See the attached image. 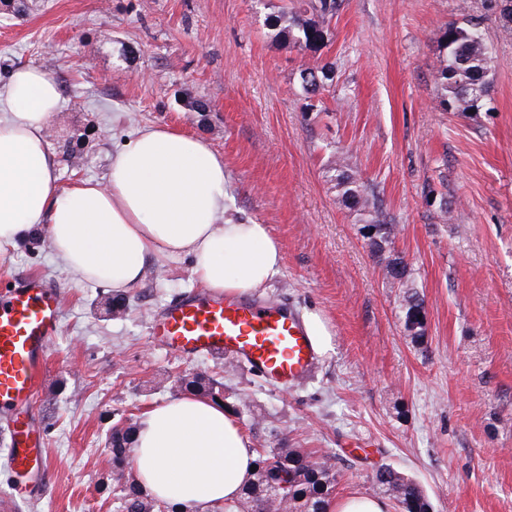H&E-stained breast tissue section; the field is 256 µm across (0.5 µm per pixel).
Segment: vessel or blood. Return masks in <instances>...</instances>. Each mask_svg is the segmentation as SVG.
<instances>
[{
    "instance_id": "b4317fda",
    "label": "vessel or blood",
    "mask_w": 512,
    "mask_h": 512,
    "mask_svg": "<svg viewBox=\"0 0 512 512\" xmlns=\"http://www.w3.org/2000/svg\"><path fill=\"white\" fill-rule=\"evenodd\" d=\"M60 321L55 286L33 276L0 287V411L12 414L11 462L22 474L47 480L27 411L47 369L45 354ZM154 342L185 357L209 355L245 364L288 389L319 364L304 318L272 298H226L190 292L167 304L150 327Z\"/></svg>"
}]
</instances>
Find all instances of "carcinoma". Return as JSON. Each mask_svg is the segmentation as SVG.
Segmentation results:
<instances>
[{
	"instance_id": "carcinoma-1",
	"label": "carcinoma",
	"mask_w": 512,
	"mask_h": 512,
	"mask_svg": "<svg viewBox=\"0 0 512 512\" xmlns=\"http://www.w3.org/2000/svg\"><path fill=\"white\" fill-rule=\"evenodd\" d=\"M341 0H297V4L283 6L276 15L268 18V27L274 39H285L301 50L318 52L324 44L326 32L320 20L336 15ZM492 50L488 46L475 18L463 22H450L445 27L438 58V79L445 91L442 104L465 112L480 107L487 78L491 72L488 60ZM327 64L315 61L301 69L302 89L311 99L323 94L327 84L316 83L323 76ZM336 187L351 209L358 212L365 227L373 232L371 244L386 245L396 236V226L387 222L383 210L366 194L363 185L341 163H336ZM424 307V301L416 292H403L401 308L404 329L411 340L424 343L425 329L415 326L416 311ZM185 391L198 393L213 401L224 399L221 390L210 380L195 375L183 384ZM137 426L129 423L112 427L108 438L111 453L112 481L122 492L121 512H165L166 503L145 494L138 484L131 467L133 435ZM256 469H264L272 479L288 480V504L302 512H326L336 483V471L332 465L322 463L314 454L303 448H272L258 455ZM379 492L394 501L399 512H433L432 503L422 486L404 476L395 468L384 465L374 476ZM244 500L251 512H268L273 497L271 487L254 473L242 489Z\"/></svg>"
}]
</instances>
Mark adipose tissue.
Masks as SVG:
<instances>
[{"instance_id":"ef3b65f1","label":"adipose tissue","mask_w":512,"mask_h":512,"mask_svg":"<svg viewBox=\"0 0 512 512\" xmlns=\"http://www.w3.org/2000/svg\"><path fill=\"white\" fill-rule=\"evenodd\" d=\"M60 106L40 68H14L0 83V250L41 229L65 274L122 294L150 266L182 257L208 291L232 297L279 273V242L236 209L223 158L198 136L139 127L105 182L61 186L44 137ZM255 460L223 405L194 394L149 411L133 444L139 483L175 512L236 504Z\"/></svg>"}]
</instances>
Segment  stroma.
Masks as SVG:
<instances>
[{
    "instance_id": "stroma-1",
    "label": "stroma",
    "mask_w": 512,
    "mask_h": 512,
    "mask_svg": "<svg viewBox=\"0 0 512 512\" xmlns=\"http://www.w3.org/2000/svg\"><path fill=\"white\" fill-rule=\"evenodd\" d=\"M285 2L29 0L26 15L0 18V81L40 67L62 88L67 123L87 134L80 168L58 162L61 185L104 181L137 126L203 138L236 208L281 245L258 296L319 317L332 343L310 379L278 390L230 359L152 342L154 315L199 288L189 259L148 269L109 319L100 304L111 288L70 280L48 241L0 252L1 284L46 277L62 310L31 406L50 479L34 493L12 473L1 412L0 512H119L107 435L181 396L190 373L223 383L224 410L254 450L331 458L333 497L376 494L373 474L389 465L421 484L434 512H512V29L485 0H343L320 52L336 93L312 109L299 78L311 53L266 26ZM466 16L494 55L488 108L451 112L439 37ZM189 96L210 112L185 109ZM340 161L398 228L390 249L425 301L423 344L407 336L403 289L336 187Z\"/></svg>"
}]
</instances>
